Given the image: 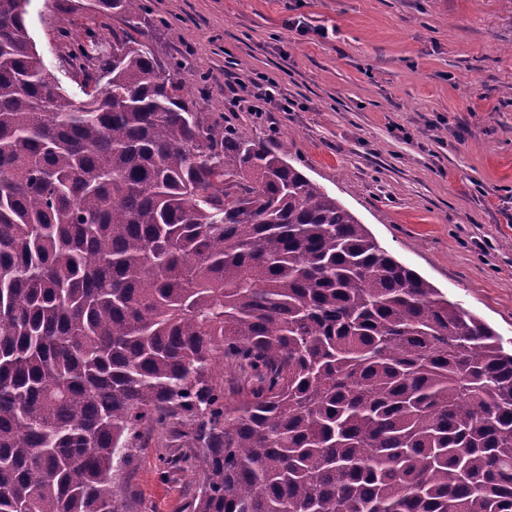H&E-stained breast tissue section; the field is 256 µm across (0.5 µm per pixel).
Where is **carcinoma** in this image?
<instances>
[{"mask_svg":"<svg viewBox=\"0 0 512 512\" xmlns=\"http://www.w3.org/2000/svg\"><path fill=\"white\" fill-rule=\"evenodd\" d=\"M0 0V512H120L143 430L188 512H512V353L139 29L84 98ZM67 64L85 72L86 38ZM239 371L224 387V366Z\"/></svg>","mask_w":512,"mask_h":512,"instance_id":"1","label":"carcinoma"}]
</instances>
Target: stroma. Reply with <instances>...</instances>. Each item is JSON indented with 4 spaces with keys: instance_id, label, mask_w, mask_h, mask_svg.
<instances>
[{
    "instance_id": "1",
    "label": "stroma",
    "mask_w": 512,
    "mask_h": 512,
    "mask_svg": "<svg viewBox=\"0 0 512 512\" xmlns=\"http://www.w3.org/2000/svg\"><path fill=\"white\" fill-rule=\"evenodd\" d=\"M91 0H30L29 33L68 92L55 19L111 39ZM142 30L203 111L343 203L399 261L512 351V0H143ZM265 75L289 112L230 107L226 72ZM148 430L117 482L125 512H186L194 468Z\"/></svg>"
}]
</instances>
